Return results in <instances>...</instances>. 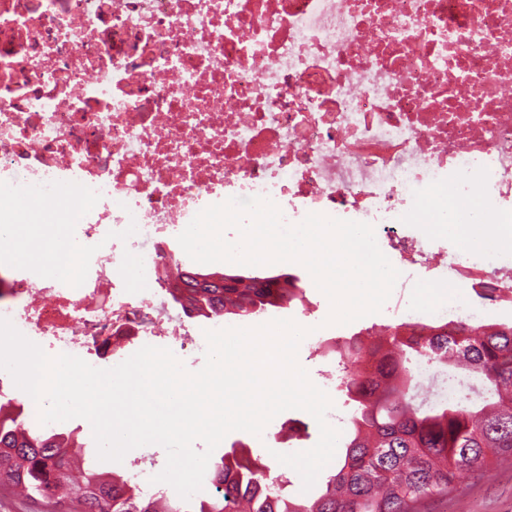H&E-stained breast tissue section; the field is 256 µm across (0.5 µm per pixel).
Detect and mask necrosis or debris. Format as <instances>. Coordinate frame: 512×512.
Instances as JSON below:
<instances>
[{"label":"necrosis or debris","instance_id":"obj_1","mask_svg":"<svg viewBox=\"0 0 512 512\" xmlns=\"http://www.w3.org/2000/svg\"><path fill=\"white\" fill-rule=\"evenodd\" d=\"M0 186V239L41 224L68 259L0 260V318L95 367L171 336L204 355L161 275L210 205L367 219L411 276L401 224L499 223L512 0H0ZM433 266L512 295V254Z\"/></svg>","mask_w":512,"mask_h":512}]
</instances>
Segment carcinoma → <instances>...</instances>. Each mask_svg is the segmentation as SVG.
<instances>
[{"label": "carcinoma", "mask_w": 512, "mask_h": 512, "mask_svg": "<svg viewBox=\"0 0 512 512\" xmlns=\"http://www.w3.org/2000/svg\"><path fill=\"white\" fill-rule=\"evenodd\" d=\"M177 302L198 316L257 315L301 302L305 291L290 274L163 271ZM388 349L350 340L340 359H372L380 376L344 370L340 386L352 406L345 454L316 491L271 490L267 465L227 452L209 466L215 493L184 500L148 497L115 471L75 452L78 433L26 425L19 403L0 401V488L47 504L67 499L80 512H419L432 497L451 493L465 474L512 460V325L450 321L420 328L397 325ZM419 356L466 371L481 381L476 397L461 393L448 404L423 405L407 397Z\"/></svg>", "instance_id": "1"}]
</instances>
